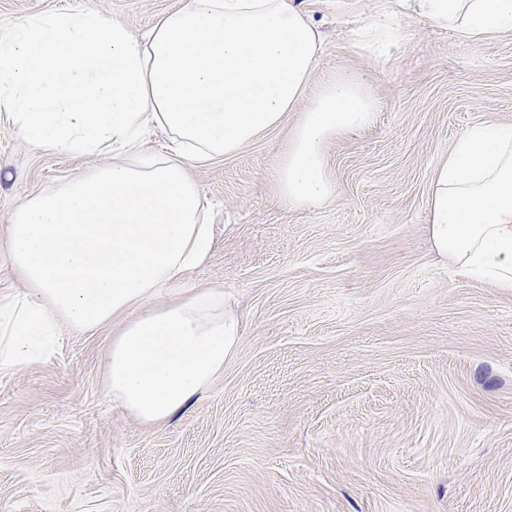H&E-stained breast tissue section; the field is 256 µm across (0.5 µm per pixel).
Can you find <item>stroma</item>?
I'll return each mask as SVG.
<instances>
[{
  "label": "stroma",
  "instance_id": "obj_1",
  "mask_svg": "<svg viewBox=\"0 0 512 512\" xmlns=\"http://www.w3.org/2000/svg\"><path fill=\"white\" fill-rule=\"evenodd\" d=\"M322 35L313 76L363 75L370 128L330 142L335 200L283 203L287 128L193 169L214 249L192 287L243 321L234 358L184 413L146 428L106 396L112 330H63L0 370V512H512V290L431 250L435 162L471 125L512 124V36L461 41L410 12L384 61L352 47L394 0H296ZM179 0H0V34L94 11L142 34ZM34 149L0 112V210L95 165Z\"/></svg>",
  "mask_w": 512,
  "mask_h": 512
}]
</instances>
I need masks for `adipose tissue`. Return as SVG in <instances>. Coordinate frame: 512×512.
Returning a JSON list of instances; mask_svg holds the SVG:
<instances>
[{
	"label": "adipose tissue",
	"mask_w": 512,
	"mask_h": 512,
	"mask_svg": "<svg viewBox=\"0 0 512 512\" xmlns=\"http://www.w3.org/2000/svg\"><path fill=\"white\" fill-rule=\"evenodd\" d=\"M461 40L512 33V0H409ZM406 39L391 13L355 35L361 56ZM321 40L294 0H181L146 35L93 11L49 10L0 35V112L35 148L97 158L58 192L0 213L20 294L0 295V368L48 360L61 326H111L100 358L113 403L145 427L185 412L224 373L241 320L223 289L183 282L213 249L191 168L236 156L297 113L275 173L287 204L336 196L325 147L367 129L376 99L359 75L313 84ZM165 131L168 153L146 147ZM436 254L512 289V124L465 130L433 168ZM178 293L165 303L166 288Z\"/></svg>",
	"instance_id": "obj_1"
}]
</instances>
